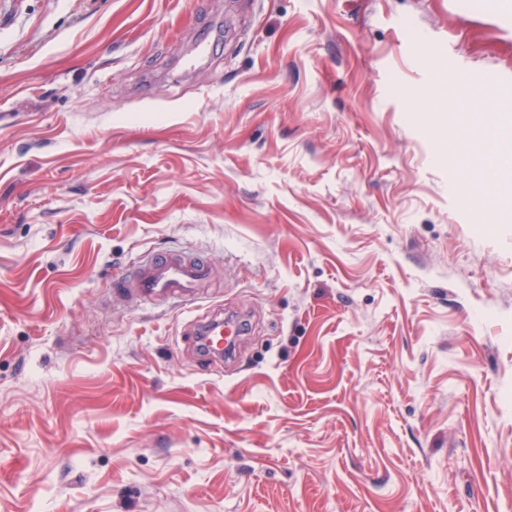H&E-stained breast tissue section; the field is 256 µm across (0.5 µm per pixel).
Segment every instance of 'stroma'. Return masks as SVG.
Wrapping results in <instances>:
<instances>
[{
  "label": "stroma",
  "mask_w": 512,
  "mask_h": 512,
  "mask_svg": "<svg viewBox=\"0 0 512 512\" xmlns=\"http://www.w3.org/2000/svg\"><path fill=\"white\" fill-rule=\"evenodd\" d=\"M484 77L512 0H0V512H512V213L444 148ZM156 250L193 307L114 296ZM242 331V322L233 317H225L222 314L205 315L196 321L193 342L199 355L209 364H217L231 361L236 354L238 337ZM225 347L223 349V335ZM233 335V336H232ZM234 355L225 358L232 347ZM203 352H201L200 350Z\"/></svg>",
  "instance_id": "35a3bbf8"
}]
</instances>
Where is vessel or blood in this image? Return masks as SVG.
<instances>
[{
	"instance_id": "vessel-or-blood-1",
	"label": "vessel or blood",
	"mask_w": 512,
	"mask_h": 512,
	"mask_svg": "<svg viewBox=\"0 0 512 512\" xmlns=\"http://www.w3.org/2000/svg\"><path fill=\"white\" fill-rule=\"evenodd\" d=\"M209 274L201 257L155 253L139 262L120 287L131 304L172 301L185 306L194 301ZM241 331L242 323L235 317L206 315L195 324L193 342L205 361L217 364L223 362L226 348L236 345Z\"/></svg>"
}]
</instances>
